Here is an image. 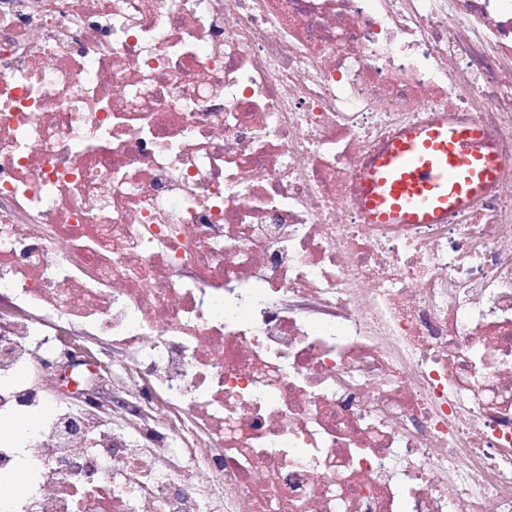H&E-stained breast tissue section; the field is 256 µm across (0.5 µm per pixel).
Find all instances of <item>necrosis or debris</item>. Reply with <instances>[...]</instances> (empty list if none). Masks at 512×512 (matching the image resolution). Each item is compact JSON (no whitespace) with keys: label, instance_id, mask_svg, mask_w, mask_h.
<instances>
[{"label":"necrosis or debris","instance_id":"obj_1","mask_svg":"<svg viewBox=\"0 0 512 512\" xmlns=\"http://www.w3.org/2000/svg\"><path fill=\"white\" fill-rule=\"evenodd\" d=\"M464 119L501 175L370 223L373 160ZM60 336L151 415L0 444L7 512H512V0H0V418ZM100 354V358L110 366V374L107 375V383L103 384L105 391L112 390V374L121 373L124 366V358L119 351L112 350V346L104 340H91Z\"/></svg>","mask_w":512,"mask_h":512}]
</instances>
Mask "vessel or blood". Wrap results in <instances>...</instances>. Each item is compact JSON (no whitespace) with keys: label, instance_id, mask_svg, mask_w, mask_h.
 Instances as JSON below:
<instances>
[{"label":"vessel or blood","instance_id":"vessel-or-blood-1","mask_svg":"<svg viewBox=\"0 0 512 512\" xmlns=\"http://www.w3.org/2000/svg\"><path fill=\"white\" fill-rule=\"evenodd\" d=\"M503 165L484 148L476 122L413 127L375 161L361 203L374 224H437L480 193Z\"/></svg>","mask_w":512,"mask_h":512}]
</instances>
